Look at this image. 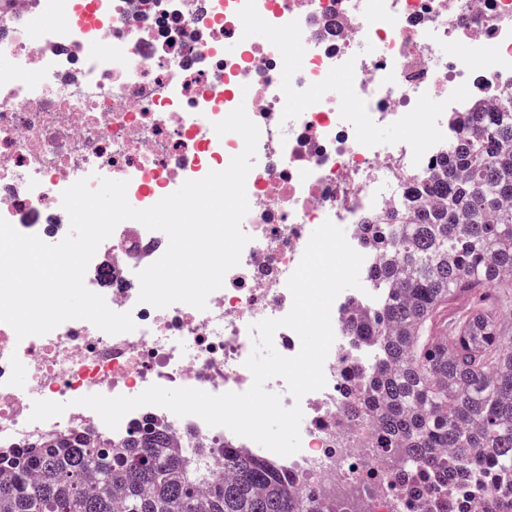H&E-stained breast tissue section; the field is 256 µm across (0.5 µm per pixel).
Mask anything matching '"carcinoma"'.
Masks as SVG:
<instances>
[{"label": "carcinoma", "mask_w": 512, "mask_h": 512, "mask_svg": "<svg viewBox=\"0 0 512 512\" xmlns=\"http://www.w3.org/2000/svg\"><path fill=\"white\" fill-rule=\"evenodd\" d=\"M463 128L412 202L373 214L366 245L378 255L370 280L377 304L352 296L344 333L371 354L347 381L343 401L404 471L425 474L427 512H449L458 475L490 512H512V336L499 325L512 288V99L494 110L453 112ZM469 301L454 324L448 304ZM174 448L153 423L92 443L50 435L29 450L0 447V512H341L306 505L275 465L188 432Z\"/></svg>", "instance_id": "obj_1"}]
</instances>
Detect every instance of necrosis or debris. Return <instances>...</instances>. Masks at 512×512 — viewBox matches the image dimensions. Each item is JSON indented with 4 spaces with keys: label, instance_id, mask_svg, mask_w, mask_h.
<instances>
[{
    "label": "necrosis or debris",
    "instance_id": "1",
    "mask_svg": "<svg viewBox=\"0 0 512 512\" xmlns=\"http://www.w3.org/2000/svg\"><path fill=\"white\" fill-rule=\"evenodd\" d=\"M255 21L265 38L251 36ZM241 86L252 92L260 137L239 265L206 310L154 308L139 302L137 274L167 244L139 222L120 223L85 284L113 311L131 312L136 330L110 335L69 320L20 340L0 323V447L69 431L120 437L157 420L178 445L192 431L273 463L304 497L343 500L351 512H426L427 483L414 481L397 500L395 460L363 447L342 409L344 370L370 359L341 334L344 293L331 309L337 338L326 385L300 403L294 455L158 406L112 430L76 400L133 397L152 385L247 391L249 326L289 312L287 281L309 226L342 227L368 277L376 256L363 244L366 218L402 208L416 177L458 140L450 113L496 106L512 91V0H92L82 9L76 0H0V216L21 233L60 240L70 226L61 194L80 179L127 181L128 197L145 209L223 170L244 141L213 124L237 107ZM382 125L396 130L392 141L374 139ZM37 400L68 408L33 422Z\"/></svg>",
    "mask_w": 512,
    "mask_h": 512
}]
</instances>
